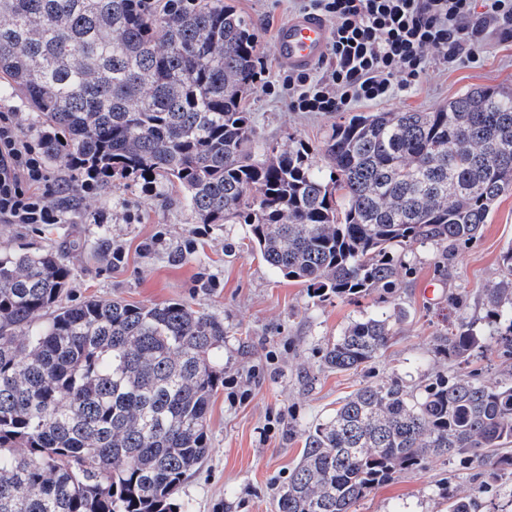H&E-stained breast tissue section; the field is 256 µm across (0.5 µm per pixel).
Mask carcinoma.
Returning a JSON list of instances; mask_svg holds the SVG:
<instances>
[{
  "label": "carcinoma",
  "mask_w": 512,
  "mask_h": 512,
  "mask_svg": "<svg viewBox=\"0 0 512 512\" xmlns=\"http://www.w3.org/2000/svg\"><path fill=\"white\" fill-rule=\"evenodd\" d=\"M141 2L0 0V74L41 113L45 154L73 183L89 171L176 183L195 223L248 225L264 260L320 302L389 293L397 251L472 241L512 191V91L360 113L320 146L259 154L245 18L223 0L159 14ZM70 274L52 249L0 254V512H183L177 494L210 451L224 323L183 301L65 303ZM485 308L512 356V247ZM394 316L353 321L324 365L374 361ZM482 340L463 317L435 350L461 359ZM511 447L512 372L496 385L439 376L418 393L366 383L308 432L277 512H352L431 457L487 466L488 484L512 469ZM448 501L480 512L473 497Z\"/></svg>",
  "instance_id": "cac0c4a2"
}]
</instances>
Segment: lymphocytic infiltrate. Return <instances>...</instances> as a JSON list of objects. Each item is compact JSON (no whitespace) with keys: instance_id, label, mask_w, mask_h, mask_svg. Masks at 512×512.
<instances>
[{"instance_id":"lymphocytic-infiltrate-1","label":"lymphocytic infiltrate","mask_w":512,"mask_h":512,"mask_svg":"<svg viewBox=\"0 0 512 512\" xmlns=\"http://www.w3.org/2000/svg\"><path fill=\"white\" fill-rule=\"evenodd\" d=\"M331 25L325 63L288 75V104L298 112H340L384 103L426 74L428 50L445 65L473 62L490 33L512 37V0H297ZM25 118L0 110V219L56 224L64 189L43 153L23 134Z\"/></svg>"}]
</instances>
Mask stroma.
Returning <instances> with one entry per match:
<instances>
[{
  "mask_svg": "<svg viewBox=\"0 0 512 512\" xmlns=\"http://www.w3.org/2000/svg\"><path fill=\"white\" fill-rule=\"evenodd\" d=\"M228 2L250 23L269 70V86H255L245 101L260 145H321L339 113L292 110L283 91L288 69L274 53V30L293 14L292 0ZM428 57L427 74L380 104V111H429L475 88L512 89V40L498 34L488 36L469 64L445 67L433 49ZM59 206L57 224L0 220V251L24 245L67 252L76 302L90 296L141 305L185 300L224 323L226 386L211 405V451L180 491L186 512H276V493L296 467L308 429L359 384L398 378L415 392L439 374H472L493 384L512 369V358L502 356L492 336L482 354L466 362L435 352L436 336L457 316L485 325L487 293L501 278L502 253L512 247V192L500 198L473 242L403 255L388 296L389 307L400 313L393 336L361 372L329 370L321 357L350 320L377 310L376 296L310 298L304 285L283 278L251 248L246 225L195 224L178 186L159 178L148 191L140 181L116 179L98 195L64 197ZM101 214L106 223H97ZM103 238L122 251V263L100 254ZM188 239L197 241L196 254L171 262L170 250ZM148 243L153 251H145ZM202 276L213 288H198ZM477 488L473 471L432 457L378 486L353 512H446L448 492L473 495Z\"/></svg>",
  "mask_w": 512,
  "mask_h": 512,
  "instance_id": "obj_1",
  "label": "stroma"
}]
</instances>
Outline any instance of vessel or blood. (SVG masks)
Segmentation results:
<instances>
[{"instance_id": "1", "label": "vessel or blood", "mask_w": 512, "mask_h": 512, "mask_svg": "<svg viewBox=\"0 0 512 512\" xmlns=\"http://www.w3.org/2000/svg\"><path fill=\"white\" fill-rule=\"evenodd\" d=\"M330 37V25L325 19L305 13L296 14L276 29V55L288 68L307 70L325 57Z\"/></svg>"}]
</instances>
